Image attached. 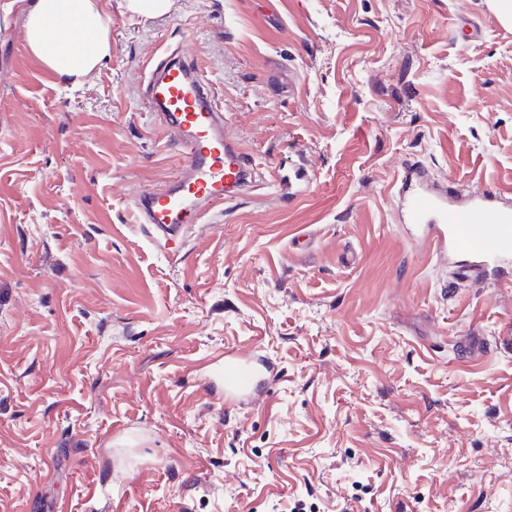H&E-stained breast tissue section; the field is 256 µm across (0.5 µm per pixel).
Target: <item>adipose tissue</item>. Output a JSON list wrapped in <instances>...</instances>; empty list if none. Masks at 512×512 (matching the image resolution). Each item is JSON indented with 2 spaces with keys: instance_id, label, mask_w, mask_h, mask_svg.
I'll return each mask as SVG.
<instances>
[{
  "instance_id": "obj_1",
  "label": "adipose tissue",
  "mask_w": 512,
  "mask_h": 512,
  "mask_svg": "<svg viewBox=\"0 0 512 512\" xmlns=\"http://www.w3.org/2000/svg\"><path fill=\"white\" fill-rule=\"evenodd\" d=\"M23 16L25 43L59 77L82 84L111 52V19L100 0H7Z\"/></svg>"
}]
</instances>
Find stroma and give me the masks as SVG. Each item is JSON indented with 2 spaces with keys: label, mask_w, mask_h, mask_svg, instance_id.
I'll use <instances>...</instances> for the list:
<instances>
[{
  "label": "stroma",
  "mask_w": 512,
  "mask_h": 512,
  "mask_svg": "<svg viewBox=\"0 0 512 512\" xmlns=\"http://www.w3.org/2000/svg\"><path fill=\"white\" fill-rule=\"evenodd\" d=\"M106 3L78 88L0 16V512H512V277L439 264L392 190L410 164L512 186L494 0ZM167 46L258 167L302 149L314 173L173 255L131 205L178 165L141 90ZM233 351L270 371L227 406L208 382ZM129 12L140 14L145 18H152L170 12L173 0H126Z\"/></svg>",
  "instance_id": "obj_1"
}]
</instances>
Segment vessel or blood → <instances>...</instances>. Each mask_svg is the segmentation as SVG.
<instances>
[{
  "label": "vessel or blood",
  "instance_id": "b4317fda",
  "mask_svg": "<svg viewBox=\"0 0 512 512\" xmlns=\"http://www.w3.org/2000/svg\"><path fill=\"white\" fill-rule=\"evenodd\" d=\"M143 91L178 148L176 176L133 200L140 222L163 250L175 252L189 230L260 185L284 189L288 200L301 196L299 178L281 182L275 168L258 181L254 162L231 134L206 78L184 56L173 52L150 66ZM397 192L403 223L419 227L438 260L461 259L467 274L512 262V197L507 192L477 190L454 198L431 188L418 166L405 169ZM254 371L251 355H225L217 371L225 403L251 397Z\"/></svg>",
  "mask_w": 512,
  "mask_h": 512
}]
</instances>
